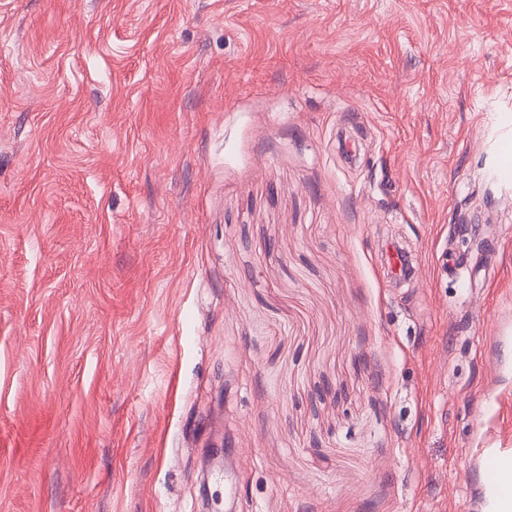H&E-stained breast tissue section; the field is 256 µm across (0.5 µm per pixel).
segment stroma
<instances>
[{
    "mask_svg": "<svg viewBox=\"0 0 512 512\" xmlns=\"http://www.w3.org/2000/svg\"><path fill=\"white\" fill-rule=\"evenodd\" d=\"M511 447L512 0H0V512H485ZM490 467L483 477L481 492L499 509L512 510V448H483Z\"/></svg>",
    "mask_w": 512,
    "mask_h": 512,
    "instance_id": "1",
    "label": "stroma"
}]
</instances>
